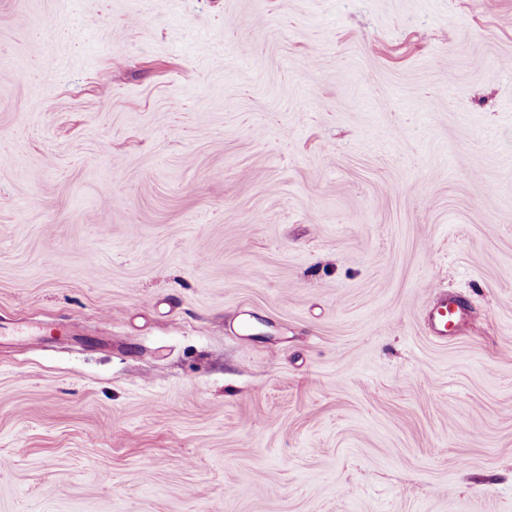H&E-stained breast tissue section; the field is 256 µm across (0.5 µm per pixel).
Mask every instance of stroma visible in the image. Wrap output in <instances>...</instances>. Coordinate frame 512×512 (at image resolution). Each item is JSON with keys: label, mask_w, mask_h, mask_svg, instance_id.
I'll return each instance as SVG.
<instances>
[{"label": "stroma", "mask_w": 512, "mask_h": 512, "mask_svg": "<svg viewBox=\"0 0 512 512\" xmlns=\"http://www.w3.org/2000/svg\"><path fill=\"white\" fill-rule=\"evenodd\" d=\"M509 61L512 0H0V512H512ZM466 307L459 296L439 293L438 299L429 309L426 320L433 337L440 341H447L448 333L457 329L464 319Z\"/></svg>", "instance_id": "1"}]
</instances>
